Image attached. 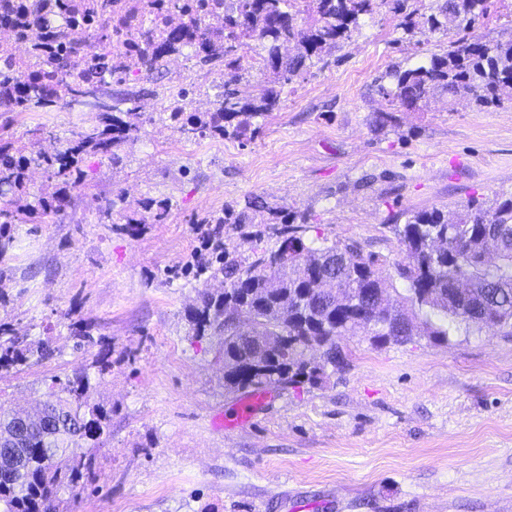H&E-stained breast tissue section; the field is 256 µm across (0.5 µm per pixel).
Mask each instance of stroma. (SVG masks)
I'll return each instance as SVG.
<instances>
[{
  "instance_id": "stroma-1",
  "label": "stroma",
  "mask_w": 512,
  "mask_h": 512,
  "mask_svg": "<svg viewBox=\"0 0 512 512\" xmlns=\"http://www.w3.org/2000/svg\"><path fill=\"white\" fill-rule=\"evenodd\" d=\"M397 23L385 8L364 19L336 66L284 88L282 109L250 142L187 139L156 121L120 169L88 153L81 179L61 186L28 168V198L58 190L71 204L44 223L10 227L0 320L49 342L53 355L0 370V406L31 409L52 377L81 371L111 412L95 451L99 477L62 512H512V335L486 328L380 348L346 336L342 371L297 390L269 388L250 421L222 428L219 417L247 394L225 389L216 339L189 334V309L222 283L182 268L205 250L203 217L225 206L253 198L263 213L307 216L305 241L351 239L395 258L390 226L401 213L512 195L511 106L437 99L378 129L387 104L375 80L422 58ZM190 87L220 90L215 71L197 65L102 91L164 107ZM7 118L15 139L44 130L49 152L99 121L62 103L0 113ZM148 200L167 203L163 223L117 230ZM108 203L110 225L99 221ZM77 320L110 343L107 371L98 347L75 348Z\"/></svg>"
}]
</instances>
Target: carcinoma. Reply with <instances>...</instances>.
Instances as JSON below:
<instances>
[{"label": "carcinoma", "instance_id": "cac0c4a2", "mask_svg": "<svg viewBox=\"0 0 512 512\" xmlns=\"http://www.w3.org/2000/svg\"><path fill=\"white\" fill-rule=\"evenodd\" d=\"M159 0H0V29H14L29 40L33 58L17 59L0 43V112L50 111L63 101L72 108L101 113L99 123L73 133L62 150L48 153L35 136L0 141V223L41 224L69 203L52 193L34 202L25 198V171L34 164L63 184L78 178L88 153L112 157V164L138 141L143 113L136 100H99V88L120 84L131 75L150 77L167 60L187 49L203 65L219 68L223 92L205 110L187 120L188 92L180 90L168 111L172 129L184 137L210 136L251 140L266 119L282 107L284 86L305 67L327 68L336 51L358 32L363 17L382 6L398 18L416 44L448 39L447 49L431 52L420 64L395 66L376 80L377 93L391 111L380 127L395 122L393 110L419 111L437 94L466 97L478 109L512 99V22L496 35H476L488 17L491 0H198L213 15L201 36L182 21V0H166L165 21L154 14ZM155 26L159 33L133 46L128 58L108 48L112 25L129 21ZM258 43L262 80L241 71V56ZM257 205L224 207L207 216L212 224L207 254L194 257L198 272L224 277V289L204 293L191 309L192 335L214 336L224 350V388L259 390L268 386L316 385L346 365L339 346L344 336H363L375 347L406 345L425 338L446 343L459 333L470 336L487 326L512 334V196L489 208L477 200L405 213L392 231L403 254L393 263L405 284L391 298L394 284L379 276L385 256L366 253L356 241L321 238L306 245L288 215L260 223L275 224L280 244L242 264L224 244V225L253 224ZM133 224L162 222L167 205L142 203ZM76 347L100 346L99 368L108 367L109 344L94 339L89 326L72 323ZM52 351L0 322V369L21 371L33 356ZM90 378L76 373L52 379L47 399L32 412L0 411V433L23 430L21 467L0 460V512H59L58 493L81 494L96 480L95 458L110 425V412L90 394Z\"/></svg>", "mask_w": 512, "mask_h": 512}]
</instances>
